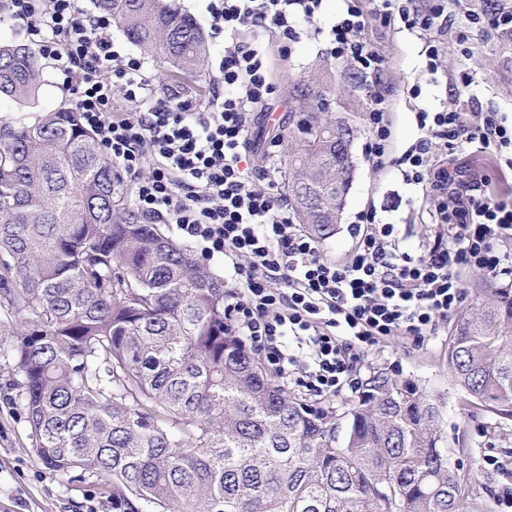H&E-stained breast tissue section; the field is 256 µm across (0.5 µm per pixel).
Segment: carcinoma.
Returning a JSON list of instances; mask_svg holds the SVG:
<instances>
[{"label":"carcinoma","instance_id":"1","mask_svg":"<svg viewBox=\"0 0 512 512\" xmlns=\"http://www.w3.org/2000/svg\"><path fill=\"white\" fill-rule=\"evenodd\" d=\"M174 76L209 46L179 0H96ZM327 69L293 87L284 189L296 221L336 233ZM45 84L25 43L0 39V357L43 464L89 473L119 512H463L473 476L448 466L439 412L373 369L357 396L311 405L271 379L224 320V279L148 223L79 113L34 111ZM448 370L467 404L512 418V288H482L454 323Z\"/></svg>","mask_w":512,"mask_h":512}]
</instances>
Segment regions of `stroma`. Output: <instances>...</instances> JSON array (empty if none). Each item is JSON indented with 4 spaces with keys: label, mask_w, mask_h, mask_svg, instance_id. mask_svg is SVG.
<instances>
[{
    "label": "stroma",
    "mask_w": 512,
    "mask_h": 512,
    "mask_svg": "<svg viewBox=\"0 0 512 512\" xmlns=\"http://www.w3.org/2000/svg\"><path fill=\"white\" fill-rule=\"evenodd\" d=\"M448 26L442 34L446 50L437 73L428 70L425 36L402 25L383 26L370 17L367 40L384 60V75L376 88L388 100L391 150L384 165L366 156L364 114L366 90L362 78L352 77L351 65L328 52L327 33L344 10L343 0H322L315 26H302L288 56H275L277 93L268 114L255 119L252 137L265 142L287 125L292 110L293 86L317 66L329 72L325 91L333 112L349 117L357 129V169L346 198L342 227L324 241L328 255L341 259L353 241L348 224L368 206L381 209L384 221L398 225L409 246H417L422 226L429 221L431 202L406 185L396 164L420 131L418 112H458L462 123L473 113L500 112L512 120V35L487 25L485 15L512 0H446ZM147 72L158 92L176 90L200 100L209 90L208 75L180 81L167 79L160 59H146ZM434 162L460 171L462 180L478 186L480 193L512 200V152L489 148L452 154L435 150ZM451 322L440 323L438 334L426 348L401 343L373 347L360 365L361 374L375 368L415 381L436 404L442 418L444 446L452 465L462 466L474 479L465 493V512H512L504 501L512 493V419L478 408L460 406L461 394L448 373ZM23 379L12 360L0 358V512H113L112 499L102 493L94 477L70 483L47 469L34 451V439L17 401ZM493 456L497 466L485 464Z\"/></svg>",
    "instance_id": "1"
}]
</instances>
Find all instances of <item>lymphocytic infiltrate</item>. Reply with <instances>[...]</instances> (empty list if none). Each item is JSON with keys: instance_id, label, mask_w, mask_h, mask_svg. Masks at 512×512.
Segmentation results:
<instances>
[{"instance_id": "lymphocytic-infiltrate-1", "label": "lymphocytic infiltrate", "mask_w": 512, "mask_h": 512, "mask_svg": "<svg viewBox=\"0 0 512 512\" xmlns=\"http://www.w3.org/2000/svg\"><path fill=\"white\" fill-rule=\"evenodd\" d=\"M206 2L212 35L227 46L201 103L158 94L142 59L115 46L111 15L84 10L79 0H0V19L53 61L135 209L149 223L174 225L201 261L223 258L225 319L264 356L275 380L310 396H336L355 387L370 347L391 339L428 344L466 297L463 269L512 284V201L449 195L457 173L431 163L438 142L453 151L512 150V125L499 113H476L468 126L451 111L417 113L421 135L396 163L407 184L437 202L419 256L371 207L351 226L348 256L329 257L275 196L273 167L254 162V112L276 93L273 50L238 38L250 25L275 35L276 51L287 54L300 24L315 23L322 0ZM371 2L381 23L428 33L425 53L440 58L442 10H421L417 0ZM366 21L348 0L328 32L329 53L376 78L384 61L364 35ZM367 96L366 154L381 160L390 151L387 99L372 89Z\"/></svg>"}]
</instances>
